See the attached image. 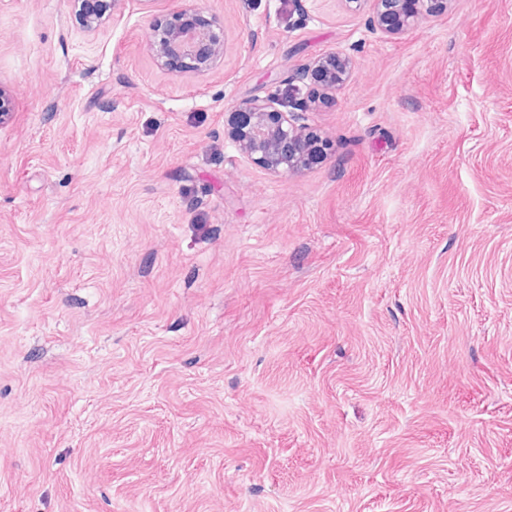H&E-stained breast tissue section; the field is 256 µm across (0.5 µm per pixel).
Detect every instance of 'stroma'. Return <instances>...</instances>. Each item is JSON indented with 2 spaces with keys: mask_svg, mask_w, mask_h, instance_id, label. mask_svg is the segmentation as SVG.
Listing matches in <instances>:
<instances>
[{
  "mask_svg": "<svg viewBox=\"0 0 512 512\" xmlns=\"http://www.w3.org/2000/svg\"><path fill=\"white\" fill-rule=\"evenodd\" d=\"M374 6L0 0V512H512V0ZM289 94L275 175L230 129ZM434 1L439 0H377L378 26L396 35L414 26L423 13H430ZM190 8L172 13V18H155L150 25L149 50L160 65L176 61L188 71L212 70L224 57V24L215 19L218 34L211 26L196 24ZM309 71L314 72L327 88L336 90L349 79V61L342 54L332 52L315 60ZM282 103L275 97L252 98L236 106L242 121L231 135L240 151L273 173H288L306 166L311 136L295 121V112H275ZM275 116L276 120H272Z\"/></svg>",
  "mask_w": 512,
  "mask_h": 512,
  "instance_id": "35a3bbf8",
  "label": "stroma"
}]
</instances>
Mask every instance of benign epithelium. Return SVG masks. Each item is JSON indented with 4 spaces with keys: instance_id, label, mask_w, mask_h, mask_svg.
Instances as JSON below:
<instances>
[{
    "instance_id": "1",
    "label": "benign epithelium",
    "mask_w": 512,
    "mask_h": 512,
    "mask_svg": "<svg viewBox=\"0 0 512 512\" xmlns=\"http://www.w3.org/2000/svg\"><path fill=\"white\" fill-rule=\"evenodd\" d=\"M375 23L396 35L414 26L420 16L433 9L434 0H377ZM193 10L182 8L172 18L159 17L150 25L149 50L164 65L180 63L194 72L212 70L224 57V24L215 20V27L201 26L192 19ZM309 70L329 89H336L349 79V61L332 52L315 60ZM282 102L274 97L252 98L236 106L242 121L231 131L240 151L255 164L273 173L297 171L304 166L311 151V136L295 121L292 111L277 112ZM15 111V100L0 84V124Z\"/></svg>"
}]
</instances>
